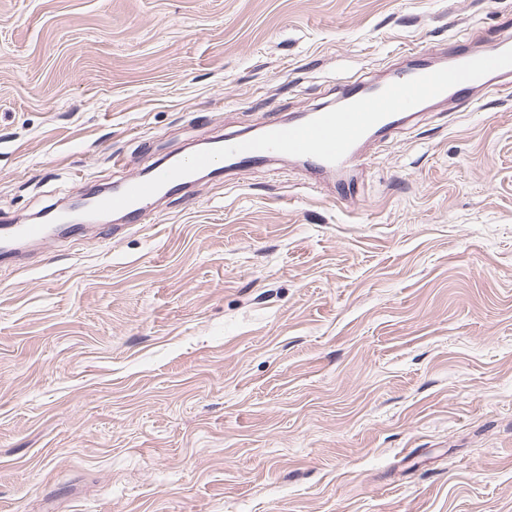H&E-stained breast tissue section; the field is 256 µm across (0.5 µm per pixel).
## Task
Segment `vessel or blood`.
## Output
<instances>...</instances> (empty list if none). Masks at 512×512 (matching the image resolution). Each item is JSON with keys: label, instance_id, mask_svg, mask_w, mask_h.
<instances>
[{"label": "vessel or blood", "instance_id": "obj_1", "mask_svg": "<svg viewBox=\"0 0 512 512\" xmlns=\"http://www.w3.org/2000/svg\"><path fill=\"white\" fill-rule=\"evenodd\" d=\"M512 77V36L502 35L474 53L458 46L448 66L417 65L397 80L371 89L352 84L341 92L337 109H317L294 122L267 121L250 136L218 139L205 150L156 167L149 176L122 180L119 190L92 198L84 210L96 216L123 213L140 224L154 211L161 195L175 194L195 174L223 167L245 169L284 156L300 159L315 173L365 167L369 141L397 130L405 114L429 100L468 94L477 86L494 89L501 77ZM51 237L49 224L0 226V251L8 253Z\"/></svg>", "mask_w": 512, "mask_h": 512}]
</instances>
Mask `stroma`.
I'll return each mask as SVG.
<instances>
[{
	"mask_svg": "<svg viewBox=\"0 0 512 512\" xmlns=\"http://www.w3.org/2000/svg\"><path fill=\"white\" fill-rule=\"evenodd\" d=\"M506 30L512 0H0V225ZM370 154L1 261L0 512H512V84Z\"/></svg>",
	"mask_w": 512,
	"mask_h": 512,
	"instance_id": "obj_1",
	"label": "stroma"
}]
</instances>
